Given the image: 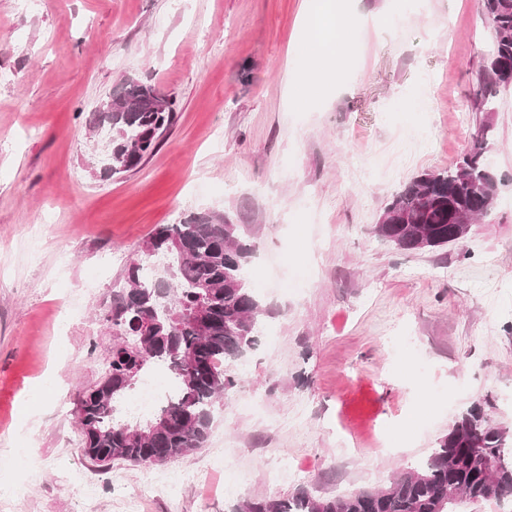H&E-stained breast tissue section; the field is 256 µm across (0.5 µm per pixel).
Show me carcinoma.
<instances>
[{
	"instance_id": "1",
	"label": "carcinoma",
	"mask_w": 512,
	"mask_h": 512,
	"mask_svg": "<svg viewBox=\"0 0 512 512\" xmlns=\"http://www.w3.org/2000/svg\"><path fill=\"white\" fill-rule=\"evenodd\" d=\"M492 34L491 51L478 79L476 104L485 108L512 87V0H482ZM176 118L175 98L142 82L125 81L112 105L91 113L89 131H112L110 175L131 172L157 150ZM485 138L447 169L412 178L386 204L385 222L374 233L396 249L414 252L421 232L426 249H445L454 237V211L471 219L486 214L475 185L485 184ZM149 257H163V278L149 280L144 264L130 263L123 284L112 291L106 321L112 335L108 372L80 397L75 416L84 453L100 463L124 460L165 463L202 448L213 428V409L237 386L224 362L255 348L261 300L250 287L246 267L256 245L242 224L222 216H195L163 224L144 243ZM206 309L209 323L198 328L191 315ZM162 365L176 379L172 397L144 421L117 416V405L134 382L132 371ZM509 430L490 424L478 407L462 412L433 452L398 474L387 490L367 498L356 492L321 496L302 489L290 498H263L231 512H448L451 489L474 502L512 500V460L504 456Z\"/></svg>"
}]
</instances>
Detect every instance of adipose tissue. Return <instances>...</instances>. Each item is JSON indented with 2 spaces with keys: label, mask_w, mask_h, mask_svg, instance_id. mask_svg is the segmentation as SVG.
Listing matches in <instances>:
<instances>
[{
  "label": "adipose tissue",
  "mask_w": 512,
  "mask_h": 512,
  "mask_svg": "<svg viewBox=\"0 0 512 512\" xmlns=\"http://www.w3.org/2000/svg\"><path fill=\"white\" fill-rule=\"evenodd\" d=\"M311 34L307 55L315 75L332 77L343 68L350 52L349 31L366 26L364 15L349 10L345 0H319L307 11Z\"/></svg>",
  "instance_id": "1"
}]
</instances>
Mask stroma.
I'll list each match as a JSON object with an SVG mask.
<instances>
[{
	"instance_id": "obj_1",
	"label": "stroma",
	"mask_w": 512,
	"mask_h": 512,
	"mask_svg": "<svg viewBox=\"0 0 512 512\" xmlns=\"http://www.w3.org/2000/svg\"><path fill=\"white\" fill-rule=\"evenodd\" d=\"M359 53L306 99V0H0V482L40 451L0 512H127L149 474L209 470L141 512L385 486L482 404L512 429V89L474 92L491 34L480 0H350ZM175 97L138 170L102 173L95 107L127 78ZM489 126L494 206L466 239L409 253L373 232L411 177L448 168ZM247 225L265 310L205 447L149 468L84 456L74 410L112 351L110 296L158 225ZM108 278L85 290L101 259ZM410 339L407 349L396 337ZM297 477L270 480L279 462Z\"/></svg>"
}]
</instances>
